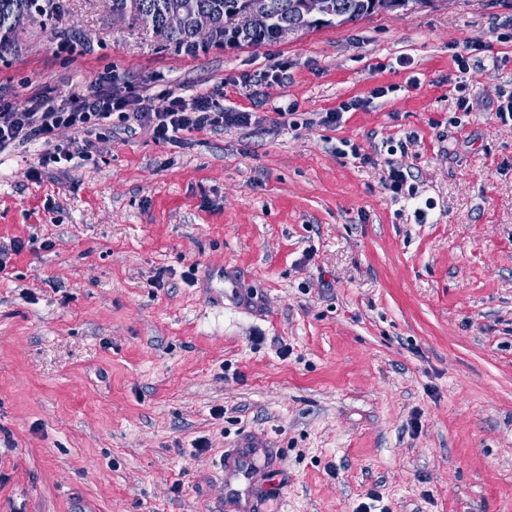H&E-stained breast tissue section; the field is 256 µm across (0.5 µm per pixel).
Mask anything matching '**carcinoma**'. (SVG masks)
<instances>
[{"mask_svg": "<svg viewBox=\"0 0 512 512\" xmlns=\"http://www.w3.org/2000/svg\"><path fill=\"white\" fill-rule=\"evenodd\" d=\"M272 15L265 28L239 32L224 27V17L249 6V0H111L112 14H134L149 25L166 43L186 53L212 46L261 45L280 39L283 26L309 30L321 25L355 22L383 8L393 10L407 6L410 0H329L331 12L315 19H305L294 8L299 0H271ZM180 10L185 21L179 27L169 25L172 10ZM66 0H0V48L8 46L21 22L39 20L46 24L60 20L66 13ZM196 12L210 15L213 25L208 40L197 38L190 18Z\"/></svg>", "mask_w": 512, "mask_h": 512, "instance_id": "cac0c4a2", "label": "carcinoma"}]
</instances>
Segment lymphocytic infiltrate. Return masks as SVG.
I'll use <instances>...</instances> for the list:
<instances>
[{
    "mask_svg": "<svg viewBox=\"0 0 512 512\" xmlns=\"http://www.w3.org/2000/svg\"><path fill=\"white\" fill-rule=\"evenodd\" d=\"M165 100L164 107H156L153 96L118 88L109 72L98 77L95 91L88 95L59 100L36 92L22 103L0 97V149L16 143L39 144L46 148L41 165H62L77 154L90 156L98 127L114 116L151 128L157 140L173 143L187 132L247 126L254 119L253 113L225 108L220 88L190 97L170 88ZM69 131L80 136L72 150L60 143Z\"/></svg>",
    "mask_w": 512,
    "mask_h": 512,
    "instance_id": "1",
    "label": "lymphocytic infiltrate"
}]
</instances>
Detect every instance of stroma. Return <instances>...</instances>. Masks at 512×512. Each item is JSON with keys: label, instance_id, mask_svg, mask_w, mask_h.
<instances>
[{"label": "stroma", "instance_id": "stroma-1", "mask_svg": "<svg viewBox=\"0 0 512 512\" xmlns=\"http://www.w3.org/2000/svg\"><path fill=\"white\" fill-rule=\"evenodd\" d=\"M108 70L159 107L220 86L261 121L174 146L114 117L38 180L42 146L0 151V245L25 242L0 274V512H215L248 432L277 449L288 512L372 492L389 512H512V0L194 54L68 0L0 54V93L83 95ZM355 97L340 127L312 123ZM217 265L256 306L185 279Z\"/></svg>", "mask_w": 512, "mask_h": 512}]
</instances>
